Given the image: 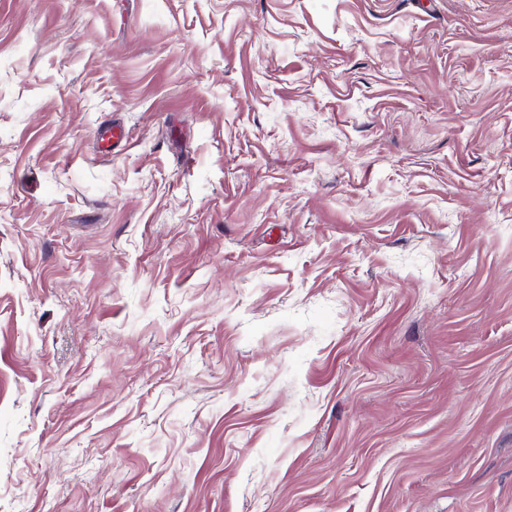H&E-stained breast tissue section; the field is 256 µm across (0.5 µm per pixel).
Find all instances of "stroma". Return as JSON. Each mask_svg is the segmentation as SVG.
<instances>
[{
    "instance_id": "stroma-1",
    "label": "stroma",
    "mask_w": 512,
    "mask_h": 512,
    "mask_svg": "<svg viewBox=\"0 0 512 512\" xmlns=\"http://www.w3.org/2000/svg\"><path fill=\"white\" fill-rule=\"evenodd\" d=\"M0 512H512V0H0Z\"/></svg>"
}]
</instances>
